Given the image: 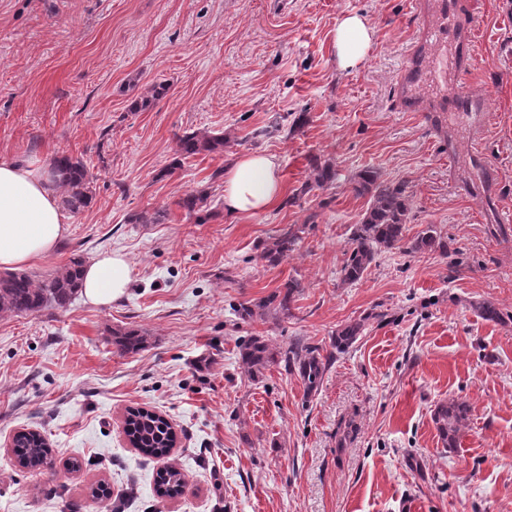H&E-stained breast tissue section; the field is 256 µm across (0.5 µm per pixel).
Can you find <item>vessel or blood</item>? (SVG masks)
I'll list each match as a JSON object with an SVG mask.
<instances>
[{
	"label": "vessel or blood",
	"instance_id": "b4317fda",
	"mask_svg": "<svg viewBox=\"0 0 512 512\" xmlns=\"http://www.w3.org/2000/svg\"><path fill=\"white\" fill-rule=\"evenodd\" d=\"M432 7L438 16L437 25L426 32L432 51L403 68L401 80L409 87L424 80L435 83L446 80L449 68L467 69L473 57L477 21L465 13L462 0H434ZM438 109L452 110L466 118L483 111L484 105L477 94L463 90L451 103H439Z\"/></svg>",
	"mask_w": 512,
	"mask_h": 512
}]
</instances>
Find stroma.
<instances>
[{
  "mask_svg": "<svg viewBox=\"0 0 512 512\" xmlns=\"http://www.w3.org/2000/svg\"><path fill=\"white\" fill-rule=\"evenodd\" d=\"M467 2L475 58L448 92L482 97L475 129L435 111L429 87L419 111L403 107L400 71L433 21L415 0H0V161L46 169L70 154L94 176L91 206L68 213V233L27 271L41 280L117 250L133 267L112 305L0 312V512H512V0ZM352 13L375 37L343 70L336 25ZM159 82L166 96L135 111ZM192 131L223 133V153L180 158ZM248 152L279 157L283 198L229 216L222 172ZM316 158L336 180L306 193ZM368 167L408 181L407 238L436 225L448 253L384 250L348 285ZM192 190L208 194L205 222L178 205ZM157 209L163 223L130 221ZM292 224L295 250L268 265L265 245ZM291 278L303 286L293 317L239 318ZM481 299L508 320H483ZM379 311L388 319L314 394L284 366L253 381L239 365L252 335L326 348L341 324ZM128 326L149 338L139 353L112 343ZM451 398L469 408L453 448L432 420ZM136 408L175 429L167 459L130 444ZM19 431L46 438V465L19 464ZM169 463L187 485L161 497ZM101 485L110 499L95 497Z\"/></svg>",
  "mask_w": 512,
  "mask_h": 512,
  "instance_id": "1",
  "label": "stroma"
}]
</instances>
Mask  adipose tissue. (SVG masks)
Segmentation results:
<instances>
[{"instance_id": "obj_1", "label": "adipose tissue", "mask_w": 512, "mask_h": 512, "mask_svg": "<svg viewBox=\"0 0 512 512\" xmlns=\"http://www.w3.org/2000/svg\"><path fill=\"white\" fill-rule=\"evenodd\" d=\"M374 27L365 16L348 14L336 26L339 64L361 63L372 44ZM277 155L235 156L224 168V210L230 215L270 209L283 194ZM68 230L67 218L51 176L44 171L0 161V268L14 269L52 252ZM129 259L119 252L95 256L82 268L80 293L94 305L122 297L131 281Z\"/></svg>"}]
</instances>
